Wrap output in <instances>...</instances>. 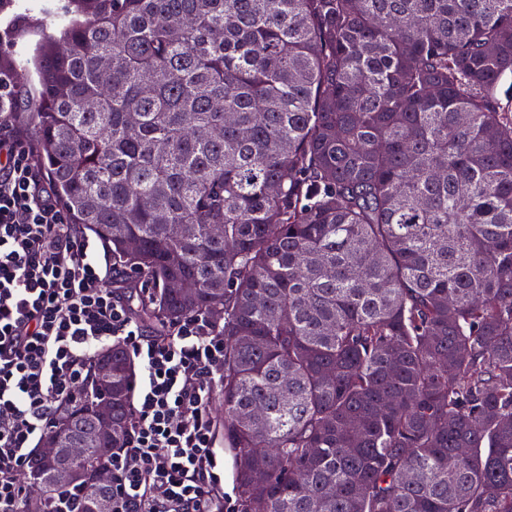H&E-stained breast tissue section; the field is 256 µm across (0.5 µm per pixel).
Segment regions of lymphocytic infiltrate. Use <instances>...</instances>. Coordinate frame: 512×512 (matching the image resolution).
Here are the masks:
<instances>
[{
	"mask_svg": "<svg viewBox=\"0 0 512 512\" xmlns=\"http://www.w3.org/2000/svg\"><path fill=\"white\" fill-rule=\"evenodd\" d=\"M12 127L1 112L0 512H20L32 443L88 359L117 342L143 372L126 444L112 461L114 512H222L210 399L223 378V337L203 315L148 332Z\"/></svg>",
	"mask_w": 512,
	"mask_h": 512,
	"instance_id": "lymphocytic-infiltrate-1",
	"label": "lymphocytic infiltrate"
}]
</instances>
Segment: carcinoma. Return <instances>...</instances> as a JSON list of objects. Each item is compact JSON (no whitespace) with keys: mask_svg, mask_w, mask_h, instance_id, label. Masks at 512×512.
<instances>
[{"mask_svg":"<svg viewBox=\"0 0 512 512\" xmlns=\"http://www.w3.org/2000/svg\"><path fill=\"white\" fill-rule=\"evenodd\" d=\"M62 18L26 116L42 173L153 286L142 319L202 312L224 336L236 512H512V0H66ZM100 359L46 437L83 441L103 396L112 440L21 512L112 492L135 365L112 345L108 385Z\"/></svg>","mask_w":512,"mask_h":512,"instance_id":"obj_1","label":"carcinoma"}]
</instances>
